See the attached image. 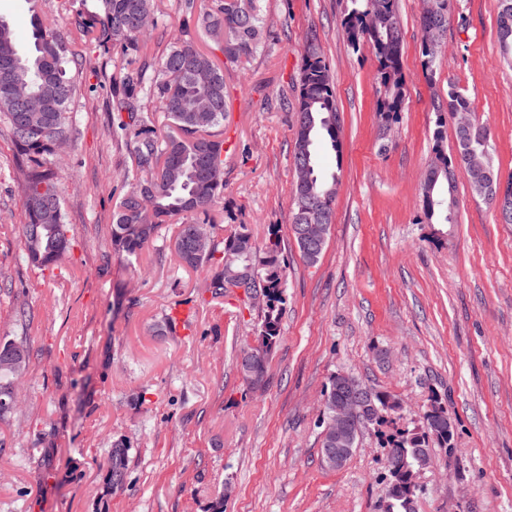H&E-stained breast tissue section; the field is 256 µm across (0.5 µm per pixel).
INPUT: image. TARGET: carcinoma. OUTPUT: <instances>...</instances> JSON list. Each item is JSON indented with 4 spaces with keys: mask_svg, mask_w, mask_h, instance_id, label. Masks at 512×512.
<instances>
[{
    "mask_svg": "<svg viewBox=\"0 0 512 512\" xmlns=\"http://www.w3.org/2000/svg\"><path fill=\"white\" fill-rule=\"evenodd\" d=\"M98 2L96 15L82 23L70 42L38 26L34 49L28 55L19 52L12 30L0 20V125L21 158L17 175L23 187L26 260L46 268L62 262L71 248L74 228L66 221L63 191L51 157L58 139L73 136L69 110L83 92L76 75L81 73L86 51L110 46L123 58L134 55L146 59L139 69L117 65L108 77L115 112L113 137L129 146L132 166L139 174L113 210L112 249L136 256L161 225L174 222L177 232L173 246L181 263L191 269L217 268L208 285L212 297H224L231 287L245 283L243 304L250 311V293L262 292L265 304L258 311L255 344L241 349L237 358L245 380L250 378L245 361L255 362L260 386L267 376L269 354L280 337L287 267L280 259L281 238L276 224L269 225L260 246L245 224L222 240L216 239L210 213L224 201V70L187 38L169 42L156 52L160 46L156 33L164 16L158 0ZM398 2L346 0L341 19L348 47L357 52L367 44L376 58L380 94L376 112L385 129L399 119L406 97ZM172 5L184 16V28L204 30L227 63L241 64L264 48L263 0H214L207 9L197 7L195 0H173ZM452 6L453 0H422L421 67L431 79L445 51L443 33ZM497 32L503 50L512 56V0H499ZM22 85L34 95L24 104L16 95ZM432 106L437 120L428 170L439 171V176L433 184L423 182L421 206L427 220L436 217L443 224H455L456 200L441 184L461 171L474 196L495 204L494 192L485 180V173L498 172L494 146L488 128L474 117L467 134L456 133L454 150L446 152L441 134L443 113H470L471 103L450 84L447 98H434ZM156 112L164 113L169 121L163 135L150 128ZM294 112L292 232L302 259L313 266L322 253L309 254L297 225L332 224L339 179L320 172L316 147L325 140L337 153L341 145L333 77L313 34L305 37ZM28 364L29 351L23 341L0 338V419L12 412L10 396ZM372 399L375 409L368 426L378 429L400 405L393 396L379 391L372 393ZM448 419L447 404L435 395L420 430L387 436L386 456L391 465L385 476V512H407L406 475L426 465L430 443L454 450ZM102 469L113 490L124 488L129 453L123 442L112 444Z\"/></svg>",
    "mask_w": 512,
    "mask_h": 512,
    "instance_id": "carcinoma-1",
    "label": "carcinoma"
}]
</instances>
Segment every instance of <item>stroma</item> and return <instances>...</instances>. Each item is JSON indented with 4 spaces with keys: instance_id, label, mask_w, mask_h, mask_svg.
Masks as SVG:
<instances>
[{
    "instance_id": "1",
    "label": "stroma",
    "mask_w": 512,
    "mask_h": 512,
    "mask_svg": "<svg viewBox=\"0 0 512 512\" xmlns=\"http://www.w3.org/2000/svg\"><path fill=\"white\" fill-rule=\"evenodd\" d=\"M344 0H263L266 51L224 68L228 118L219 236L278 225L287 302L266 383L236 368L257 315L212 298L209 268L182 265L176 225L138 257L113 253L112 210L127 148L112 139V97L101 70L115 52L91 51L71 107L73 145L53 161L75 227L68 257L40 269L23 251L16 152L0 133V336L25 341L21 407L0 420V512H384L385 450L374 429L339 469L320 455L322 401L349 373L394 396V430L421 427L431 395L445 398L454 454L431 448L417 476L415 512H512V224L457 174V221L431 224L421 184L432 155L434 92H463L488 126L495 165L512 176V64L500 51L498 0H454L431 87L420 65L421 0H399L407 78L389 131L376 118L377 62L348 48ZM97 0H0L21 51L41 16L63 36ZM316 32L331 67L342 149L318 148L339 177L326 249L306 264L290 230L292 108L304 38ZM187 333L157 326L170 310ZM129 448L122 491L98 464L113 441Z\"/></svg>"
}]
</instances>
